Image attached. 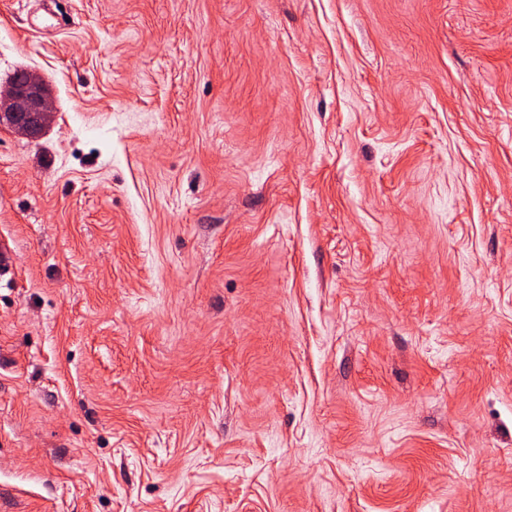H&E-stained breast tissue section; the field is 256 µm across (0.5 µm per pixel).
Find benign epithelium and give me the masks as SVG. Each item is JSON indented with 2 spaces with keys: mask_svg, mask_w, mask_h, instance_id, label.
<instances>
[{
  "mask_svg": "<svg viewBox=\"0 0 512 512\" xmlns=\"http://www.w3.org/2000/svg\"><path fill=\"white\" fill-rule=\"evenodd\" d=\"M54 101L43 79L31 70L25 71L23 81H10L0 89V126L36 138L51 121Z\"/></svg>",
  "mask_w": 512,
  "mask_h": 512,
  "instance_id": "benign-epithelium-1",
  "label": "benign epithelium"
}]
</instances>
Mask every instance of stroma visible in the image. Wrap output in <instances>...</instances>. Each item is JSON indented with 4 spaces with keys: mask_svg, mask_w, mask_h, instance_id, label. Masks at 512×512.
<instances>
[{
    "mask_svg": "<svg viewBox=\"0 0 512 512\" xmlns=\"http://www.w3.org/2000/svg\"><path fill=\"white\" fill-rule=\"evenodd\" d=\"M0 0V512H512V0ZM24 71L22 82L12 79L0 89V126L36 138L53 117L54 101L43 79L31 70Z\"/></svg>",
    "mask_w": 512,
    "mask_h": 512,
    "instance_id": "1",
    "label": "stroma"
}]
</instances>
